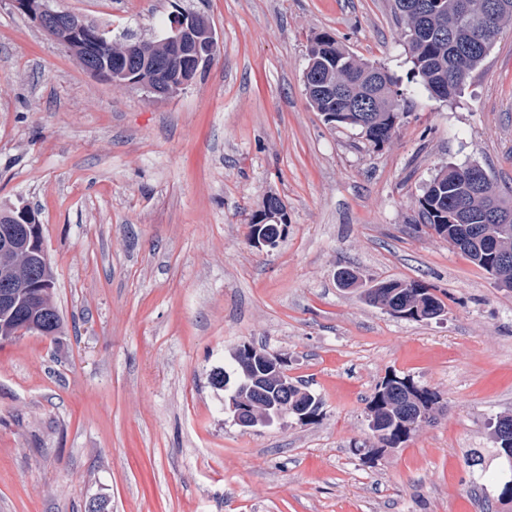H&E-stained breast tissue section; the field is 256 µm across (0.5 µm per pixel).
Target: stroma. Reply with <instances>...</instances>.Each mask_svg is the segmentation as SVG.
<instances>
[{
	"label": "stroma",
	"instance_id": "35a3bbf8",
	"mask_svg": "<svg viewBox=\"0 0 512 512\" xmlns=\"http://www.w3.org/2000/svg\"><path fill=\"white\" fill-rule=\"evenodd\" d=\"M160 35L174 8L221 37L178 97L97 79L0 0V207L43 226L58 335L0 340V512H508L487 423L512 412V291L421 224L448 163L512 189V28L450 100L406 82L393 0H50ZM402 77L404 116L373 144L329 127L303 84L313 37ZM288 206L276 248L249 243L264 194ZM418 280L414 322L340 288ZM287 355L315 419L241 431L210 380L237 345ZM440 396L436 422L369 460L366 407L390 374Z\"/></svg>",
	"mask_w": 512,
	"mask_h": 512
}]
</instances>
